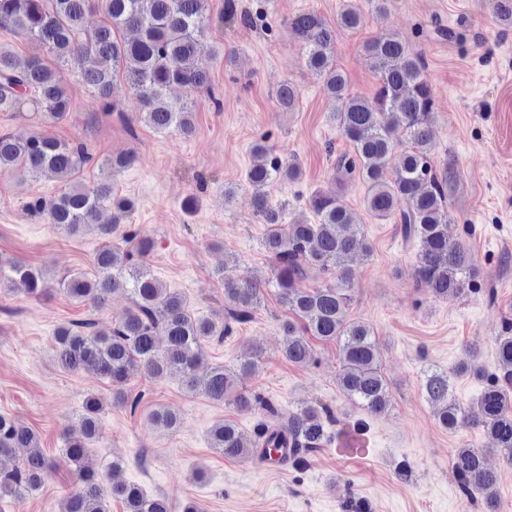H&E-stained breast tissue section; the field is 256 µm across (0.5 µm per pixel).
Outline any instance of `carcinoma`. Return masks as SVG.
I'll return each mask as SVG.
<instances>
[{
    "label": "carcinoma",
    "instance_id": "1",
    "mask_svg": "<svg viewBox=\"0 0 512 512\" xmlns=\"http://www.w3.org/2000/svg\"><path fill=\"white\" fill-rule=\"evenodd\" d=\"M94 0H0V29L19 33L32 44V52L20 64L0 47V112H21L33 107L42 119L60 122L70 117L71 99L66 71L78 74L96 97L108 101L112 85L124 78L134 90L139 117L160 133L189 136L194 130L193 101H174L167 90L180 86L189 93L205 92L215 104L208 71L197 63L201 40L209 26L207 0H103L104 20L93 31L86 28ZM363 14L352 4L340 12L336 24L354 29ZM305 42L307 68L318 76L323 89L338 102L333 121L353 148L354 157L337 162L342 176L335 186L316 190L310 205L315 224H282L269 206L265 188L275 181H294L301 175L297 163L283 164L270 155L262 142L253 145V165L246 174L254 190L256 210L265 224L262 246L270 255L272 278L249 272L237 281L224 282V302L229 317L238 321L259 309L264 287L273 283L292 319L282 325V355L304 365L312 357L310 339L338 342L343 363L337 377L339 390L366 411L381 413L390 405L389 383L381 369L380 354L370 326L348 319L351 301L349 272L360 258L370 255V245L349 232L350 214L342 204L345 180L353 173L366 186L367 211L381 220L401 225L405 238L418 245L416 276L442 299L453 297L475 280L474 255L450 232L447 196L452 174L437 167L432 150L431 118L434 98L425 74L423 56L412 51L395 33H384L364 46L374 69L378 88L370 99L349 91L347 80L334 64L335 31L317 14L303 12L286 21ZM406 133L408 146L393 180L385 168L396 150L395 132ZM92 161L87 148L38 134L16 139L0 133V172L17 170L32 178L52 172L66 181L57 196L40 199L33 209L49 223L75 235L93 227L110 239L95 256L94 271L49 279L43 270L18 262L0 273V288L20 284L27 294L43 298L56 289L71 299L100 308L115 292L129 295L130 306L109 331L92 323L60 327L54 336L58 365L69 372L89 371L112 382V403L136 408L124 389L135 368L159 380H174L191 395L203 394L228 402L241 414H251L260 401L239 389V379L256 372L258 350L238 360L234 368L217 365L204 376L197 374L203 345L221 341L229 324L195 315L182 294L164 287L145 263L150 242L119 223L132 210L118 198L112 181L93 186L82 174ZM114 209L112 223L100 224L104 209ZM330 276L332 282L299 288L297 282ZM494 357L502 376L487 385L476 401L478 425L490 437L492 451L512 461V335L496 339ZM456 373L481 378L485 369L478 356L467 352ZM423 391L436 408L438 424L450 431L470 425L469 412L450 394L448 372L424 370ZM102 405L91 396L79 415L80 434L65 439L62 456L77 476V486L64 500L62 512H107L106 497L125 503L126 512H171L164 497H151L134 483L118 480L121 468L99 474L84 468L91 442L99 435ZM150 420L170 429L180 418L157 408ZM333 422L325 405H305L288 415L278 431L293 443L288 464L301 468L306 455L337 439L341 448L363 450L364 427L331 437ZM211 448L226 458L255 456V442L229 421L215 423L209 431ZM25 449L21 463L0 467V496L22 500L41 489L52 468L30 428L0 415V459ZM485 448H458L452 459L455 482L470 507L492 512L498 475L485 463Z\"/></svg>",
    "mask_w": 512,
    "mask_h": 512
}]
</instances>
